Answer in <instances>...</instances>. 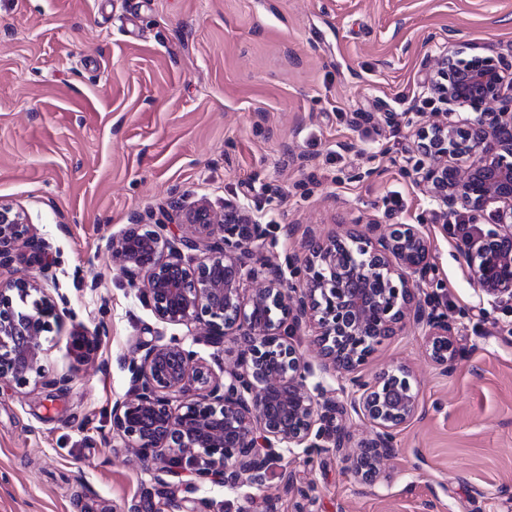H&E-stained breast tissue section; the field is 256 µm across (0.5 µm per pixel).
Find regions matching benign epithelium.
Masks as SVG:
<instances>
[{"label":"benign epithelium","mask_w":512,"mask_h":512,"mask_svg":"<svg viewBox=\"0 0 512 512\" xmlns=\"http://www.w3.org/2000/svg\"><path fill=\"white\" fill-rule=\"evenodd\" d=\"M428 88L444 105L476 110L473 118L447 120L417 130V148L428 162L415 169L443 217L459 209L482 212L496 205L494 223L459 242L482 295L494 306L512 304V68L493 56L441 53ZM188 233L167 237L172 223ZM264 229L250 210L205 199L176 214L149 215L112 237V262L139 289L157 320L184 325L193 341L214 347L232 338L237 363L222 375L173 336L158 334L123 358L131 390L112 405V432L120 448L141 461L166 496L169 512H209L200 499L186 509L167 478L185 474L195 491L205 483L230 490L264 485L271 461L302 448L308 458L341 453L360 480L373 483L392 454L395 432L417 410L410 372L402 366L372 380L359 375L376 347L405 323L425 329L431 359L443 372L456 365L455 327L437 291L419 297L435 272L430 242L416 224L386 232L367 224L326 240L311 239L307 254L289 261L291 279L277 264L258 258ZM35 242L33 225L20 210L0 204V267L14 261L15 247ZM200 251L197 264L183 251ZM45 247L24 261L38 275L0 280V384L25 388L46 380L42 339L72 317L65 298L48 294L53 281ZM258 282L251 294L244 279ZM315 329L319 370L348 384L350 408L367 420L371 435L352 452L332 425L336 407L323 406L322 383L294 337ZM101 333L77 330L68 346L77 361L95 354Z\"/></svg>","instance_id":"1"}]
</instances>
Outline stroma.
I'll return each mask as SVG.
<instances>
[{
  "instance_id": "35a3bbf8",
  "label": "stroma",
  "mask_w": 512,
  "mask_h": 512,
  "mask_svg": "<svg viewBox=\"0 0 512 512\" xmlns=\"http://www.w3.org/2000/svg\"><path fill=\"white\" fill-rule=\"evenodd\" d=\"M450 35L464 56L490 45L512 61V0H0V202L47 243L72 310L44 342L67 388L0 387V512H129L148 491L162 503L115 449L110 411L130 388L121 357L188 329L157 320L109 243L202 197L250 208L267 230L261 258L280 264L356 219L420 225L460 350L444 373L408 324L364 367L369 379L408 367L419 400L375 484L298 448L264 489L206 486L212 512L249 496L275 512H512V311L482 297L413 180ZM79 328L102 333L88 364L67 345ZM322 381L358 447L370 426L340 380Z\"/></svg>"
}]
</instances>
